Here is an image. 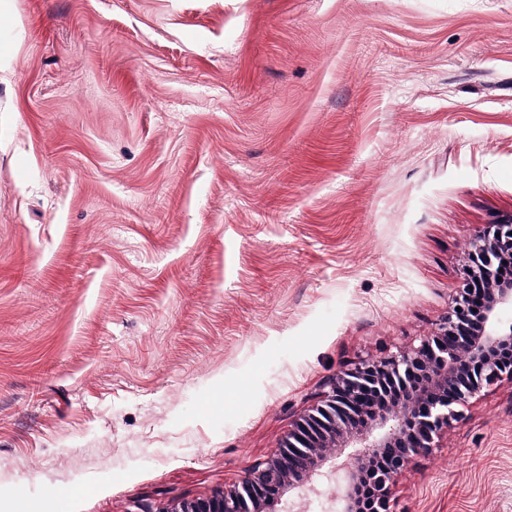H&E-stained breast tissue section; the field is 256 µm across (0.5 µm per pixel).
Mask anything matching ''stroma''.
I'll return each instance as SVG.
<instances>
[{
  "label": "stroma",
  "mask_w": 512,
  "mask_h": 512,
  "mask_svg": "<svg viewBox=\"0 0 512 512\" xmlns=\"http://www.w3.org/2000/svg\"><path fill=\"white\" fill-rule=\"evenodd\" d=\"M0 6V512L235 481L512 217V0ZM391 496L512 512V380Z\"/></svg>",
  "instance_id": "stroma-1"
}]
</instances>
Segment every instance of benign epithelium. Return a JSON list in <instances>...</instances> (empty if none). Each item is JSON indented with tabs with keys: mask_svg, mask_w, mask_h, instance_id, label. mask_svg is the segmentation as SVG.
I'll return each instance as SVG.
<instances>
[{
	"mask_svg": "<svg viewBox=\"0 0 512 512\" xmlns=\"http://www.w3.org/2000/svg\"><path fill=\"white\" fill-rule=\"evenodd\" d=\"M508 255L512 222L488 225L472 245L467 282L431 335L387 356L362 359L336 376L323 404L300 417L281 448L237 481L183 500L173 511L147 506L136 512H265L341 457L336 498L341 512H350L354 491L380 452L388 465L373 473L374 512H392L388 489L394 476L435 447L469 398L505 376L512 380V360L498 356L503 348L512 350V280L498 281L499 262ZM476 282L488 293L477 315L468 295ZM385 378L402 386L399 398H377L373 386Z\"/></svg>",
	"mask_w": 512,
	"mask_h": 512,
	"instance_id": "1",
	"label": "benign epithelium"
}]
</instances>
